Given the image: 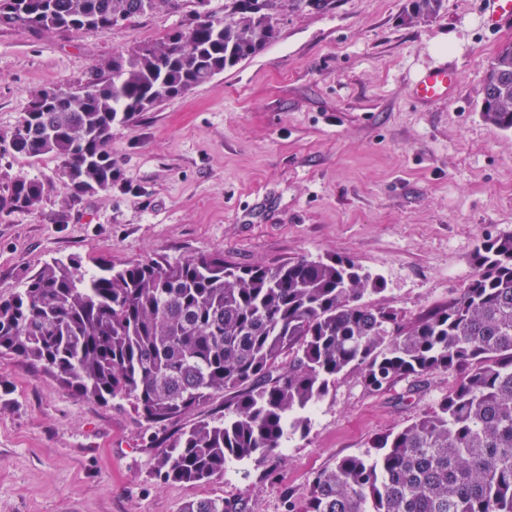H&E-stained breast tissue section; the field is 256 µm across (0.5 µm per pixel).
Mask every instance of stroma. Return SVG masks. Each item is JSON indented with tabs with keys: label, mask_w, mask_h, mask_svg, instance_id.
Instances as JSON below:
<instances>
[{
	"label": "stroma",
	"mask_w": 512,
	"mask_h": 512,
	"mask_svg": "<svg viewBox=\"0 0 512 512\" xmlns=\"http://www.w3.org/2000/svg\"><path fill=\"white\" fill-rule=\"evenodd\" d=\"M410 0H298L260 55L112 130L111 191L63 207L60 163L6 145L34 88L75 89L95 66L162 37L160 11L109 32L34 33L0 25V169L49 185L41 206L0 216V296L45 261L111 263L223 253L274 266L354 260L383 282L369 302L417 318L465 288L485 237L512 233V131L481 115L484 77L512 25L487 30L480 0H442L412 25ZM457 70L453 100L419 104L415 77ZM457 380L437 372L373 390L339 375L289 436L277 467L227 464L203 484L161 483L156 452L178 428L128 403L75 396L39 366L0 357V512H181L241 500L285 512L315 471L427 412ZM181 512H242L240 500L201 498L186 504Z\"/></svg>",
	"instance_id": "stroma-1"
}]
</instances>
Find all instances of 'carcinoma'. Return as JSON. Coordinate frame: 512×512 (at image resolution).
<instances>
[{
  "label": "carcinoma",
  "instance_id": "obj_1",
  "mask_svg": "<svg viewBox=\"0 0 512 512\" xmlns=\"http://www.w3.org/2000/svg\"><path fill=\"white\" fill-rule=\"evenodd\" d=\"M288 2L224 0L220 15L211 0H0V25L38 33L108 32L189 7L185 23L94 67L79 90H32L12 151L59 159L66 205L112 189V128L259 54ZM440 2L413 0L406 20H430ZM484 85L482 116L511 131L512 42ZM47 194L39 180L1 173L0 215ZM471 264L448 306L407 321L364 301L379 277L348 259L241 267L214 253L93 272L76 256L54 259L0 299V355L38 364L81 398L126 401L148 423L183 422L154 476L191 484L223 476L232 460H283V441L308 431L309 410L342 373L381 389L455 371L428 413L319 470L286 512H512V233L486 237ZM218 395L224 415L188 419ZM182 512L242 510L201 498Z\"/></svg>",
  "mask_w": 512,
  "mask_h": 512
}]
</instances>
